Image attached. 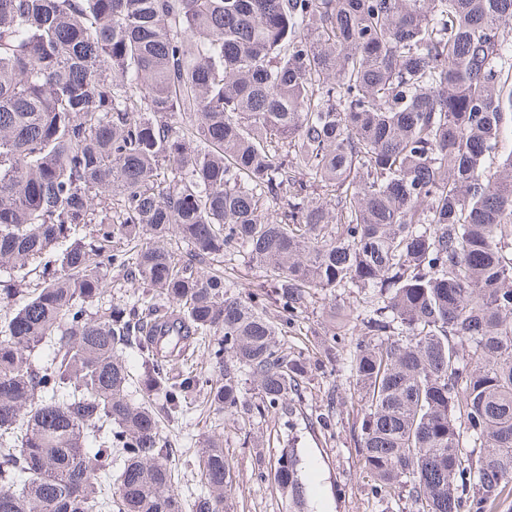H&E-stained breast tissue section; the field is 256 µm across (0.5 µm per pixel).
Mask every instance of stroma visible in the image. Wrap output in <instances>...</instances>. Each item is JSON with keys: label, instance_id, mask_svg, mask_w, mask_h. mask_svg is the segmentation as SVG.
I'll use <instances>...</instances> for the list:
<instances>
[{"label": "stroma", "instance_id": "1", "mask_svg": "<svg viewBox=\"0 0 512 512\" xmlns=\"http://www.w3.org/2000/svg\"><path fill=\"white\" fill-rule=\"evenodd\" d=\"M363 300L361 293L339 290L334 299L320 298L298 311L285 345L292 354L306 358L309 369L297 410L290 418L275 421L258 413L260 396L251 385L245 394L251 410L229 417L200 406L182 421L165 426L170 443L165 454L177 477L175 489L182 497L192 501L205 495L194 462L203 441L219 434L224 438V455L233 476L224 495V512H293L273 481L281 441L290 437L301 459L307 512H398L395 502L373 493L370 479L359 469L352 436L353 388L342 362L325 354L334 331L330 304H359ZM330 406L336 412L334 424L324 429L316 419Z\"/></svg>", "mask_w": 512, "mask_h": 512}]
</instances>
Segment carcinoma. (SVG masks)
Instances as JSON below:
<instances>
[{"label":"carcinoma","mask_w":512,"mask_h":512,"mask_svg":"<svg viewBox=\"0 0 512 512\" xmlns=\"http://www.w3.org/2000/svg\"><path fill=\"white\" fill-rule=\"evenodd\" d=\"M241 252L270 291L224 276ZM2 270L0 512H185L165 424L235 415L246 376L292 412L281 337L338 288L375 299L342 309L374 492L503 512L512 0H0ZM197 475L224 512L221 436ZM274 481L303 509L294 449Z\"/></svg>","instance_id":"1"}]
</instances>
